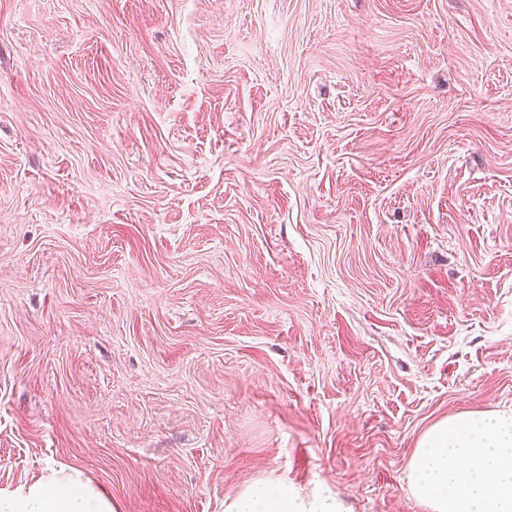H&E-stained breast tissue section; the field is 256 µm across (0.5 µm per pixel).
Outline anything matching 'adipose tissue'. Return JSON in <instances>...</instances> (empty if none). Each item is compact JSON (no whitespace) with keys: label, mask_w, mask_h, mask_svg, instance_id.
<instances>
[{"label":"adipose tissue","mask_w":512,"mask_h":512,"mask_svg":"<svg viewBox=\"0 0 512 512\" xmlns=\"http://www.w3.org/2000/svg\"><path fill=\"white\" fill-rule=\"evenodd\" d=\"M412 494L430 512H512V413H461L430 427L410 462ZM0 512H119L111 494L72 467L0 489ZM226 512H337L333 497L300 498L257 481Z\"/></svg>","instance_id":"obj_1"}]
</instances>
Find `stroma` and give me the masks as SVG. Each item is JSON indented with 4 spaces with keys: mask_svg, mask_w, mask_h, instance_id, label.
<instances>
[{
    "mask_svg": "<svg viewBox=\"0 0 512 512\" xmlns=\"http://www.w3.org/2000/svg\"><path fill=\"white\" fill-rule=\"evenodd\" d=\"M512 412V0H0V489L427 512ZM409 485L431 512H512V413H460L430 427ZM226 512H338L333 497L300 498L288 485L257 481L232 500Z\"/></svg>",
    "mask_w": 512,
    "mask_h": 512,
    "instance_id": "1",
    "label": "stroma"
}]
</instances>
